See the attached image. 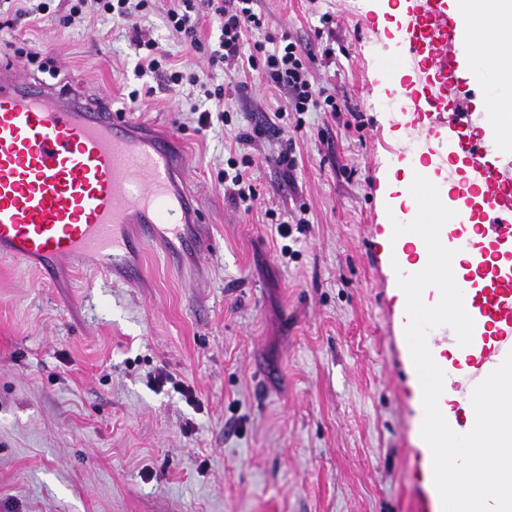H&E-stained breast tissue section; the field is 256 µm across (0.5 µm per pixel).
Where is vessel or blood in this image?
Returning <instances> with one entry per match:
<instances>
[{"label":"vessel or blood","mask_w":512,"mask_h":512,"mask_svg":"<svg viewBox=\"0 0 512 512\" xmlns=\"http://www.w3.org/2000/svg\"><path fill=\"white\" fill-rule=\"evenodd\" d=\"M472 28L446 0H418L400 29L405 54L418 59L449 100L443 116L465 161L483 184L455 186L457 215L482 201L490 221L480 229L476 275L450 284L462 301L451 318L458 343L483 341L484 323L512 329V266L496 265V250L512 245V184L488 164L493 143L475 133L471 89L459 58L461 43L490 38ZM178 160L167 137L147 136L102 97L17 79L0 69V257L37 264L45 279L58 267L95 263L103 273L127 267L134 253L159 238L180 236L199 220L193 194L178 183Z\"/></svg>","instance_id":"obj_1"}]
</instances>
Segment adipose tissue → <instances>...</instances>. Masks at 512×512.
<instances>
[{
	"mask_svg": "<svg viewBox=\"0 0 512 512\" xmlns=\"http://www.w3.org/2000/svg\"><path fill=\"white\" fill-rule=\"evenodd\" d=\"M498 25L492 39L473 50L474 79L490 85L486 109L512 120V0H497ZM436 206L417 214L419 227L399 237L387 226L383 243L394 264L411 272L412 287L403 289V304L428 302V315L444 318L459 300L446 289L461 278L467 253L454 246L427 253L424 242L444 239L445 225L435 218ZM414 352L434 362L435 371L425 373L423 387L428 399L427 423L429 475L444 512H512V370L484 366L493 379L491 404L471 401L464 420H457L449 403L451 390L446 369L458 352L444 354L442 348L413 342ZM466 445H459V434Z\"/></svg>",
	"mask_w": 512,
	"mask_h": 512,
	"instance_id": "ef3b65f1",
	"label": "adipose tissue"
}]
</instances>
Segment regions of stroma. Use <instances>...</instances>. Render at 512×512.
<instances>
[{
	"label": "stroma",
	"instance_id": "stroma-1",
	"mask_svg": "<svg viewBox=\"0 0 512 512\" xmlns=\"http://www.w3.org/2000/svg\"><path fill=\"white\" fill-rule=\"evenodd\" d=\"M47 2L10 28L0 8V63L173 135L202 216L187 230L215 247L160 240L132 284L89 264L49 285L0 258V512H440L425 478V362L379 237L413 143L445 163L448 127L428 87L420 111L387 107L400 23L383 8L397 0H255L264 24L247 40L288 34L337 109L285 113L281 136L253 145L257 112L282 105L261 87L198 128L205 89L228 82L208 63L220 35L209 16L195 48L167 28L170 0H149L133 24H66L73 0ZM136 27L200 85L137 78ZM286 139L289 180L274 163ZM245 156L259 195L249 210L224 194L227 159ZM298 209L305 223H290Z\"/></svg>",
	"mask_w": 512,
	"mask_h": 512
}]
</instances>
